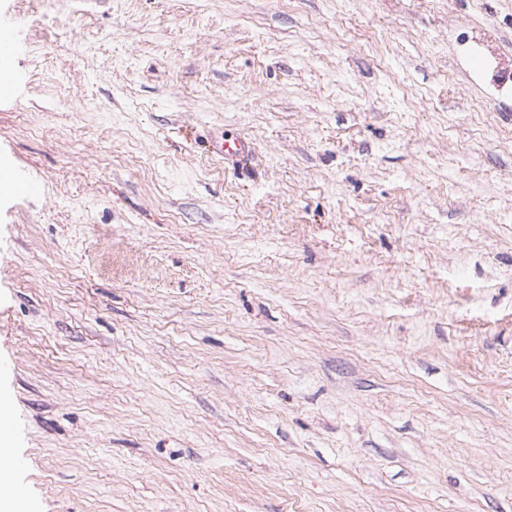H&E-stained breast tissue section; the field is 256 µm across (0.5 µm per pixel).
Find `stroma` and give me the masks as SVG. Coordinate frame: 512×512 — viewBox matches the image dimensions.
I'll use <instances>...</instances> for the list:
<instances>
[{"instance_id":"obj_1","label":"stroma","mask_w":512,"mask_h":512,"mask_svg":"<svg viewBox=\"0 0 512 512\" xmlns=\"http://www.w3.org/2000/svg\"><path fill=\"white\" fill-rule=\"evenodd\" d=\"M0 402L37 512H512V0H0ZM249 137L233 171L216 127ZM17 52L14 30L9 26L0 27V73L11 71L12 60Z\"/></svg>"}]
</instances>
